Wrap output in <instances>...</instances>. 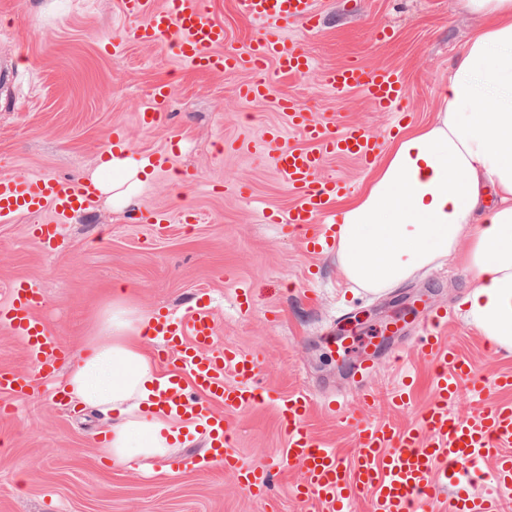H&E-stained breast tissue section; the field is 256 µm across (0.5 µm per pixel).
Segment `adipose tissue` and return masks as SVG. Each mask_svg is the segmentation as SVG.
Masks as SVG:
<instances>
[{
  "instance_id": "1",
  "label": "adipose tissue",
  "mask_w": 512,
  "mask_h": 512,
  "mask_svg": "<svg viewBox=\"0 0 512 512\" xmlns=\"http://www.w3.org/2000/svg\"><path fill=\"white\" fill-rule=\"evenodd\" d=\"M482 24L448 71L435 118L406 128L371 181L338 215L336 262L360 288L382 292L459 256L470 276L472 324L497 350L512 352V0H460ZM150 314L114 300L70 366V396L115 413L101 453L148 459L180 447L192 419L166 411L169 386L143 344Z\"/></svg>"
}]
</instances>
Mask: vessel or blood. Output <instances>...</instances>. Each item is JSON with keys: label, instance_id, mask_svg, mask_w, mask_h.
I'll return each instance as SVG.
<instances>
[{"label": "vessel or blood", "instance_id": "b4317fda", "mask_svg": "<svg viewBox=\"0 0 512 512\" xmlns=\"http://www.w3.org/2000/svg\"><path fill=\"white\" fill-rule=\"evenodd\" d=\"M124 13L135 23L123 29L124 43L172 42L177 56L194 70L221 73L247 68L253 81L243 85V97L260 101L272 93L265 75L268 63L280 74L303 76L314 67L312 57L288 37L289 23L302 22L309 33L319 32L322 17L314 0H234L238 15L263 26L261 34L240 49L226 53L224 25L207 9L203 0H122ZM325 87L336 96L363 93L378 110L399 109L400 119H409L402 103L407 86L392 69H371L350 61L322 73ZM166 85H157L153 101L140 120L152 127L163 119L161 103L168 96ZM278 107L289 128L300 131L303 143L291 146L281 134L270 135L267 148L280 181L292 202L272 221L301 231L309 252L321 254L335 245L336 227L329 218L337 199L350 186L339 177L323 173L327 158L345 156L370 166L383 147L380 137L362 127L337 119L324 120L304 112L291 98H279ZM92 186L79 179L50 175L27 183L0 178V222L20 213L50 209L53 220L40 225L37 237L43 244L56 241L62 224L78 211L94 207ZM41 289L34 283L14 288L0 327L19 337L40 375L51 376L66 350L57 335L40 318ZM452 315L432 311L423 321L417 340V355L433 369L427 405L417 411L408 426L393 420L366 421L355 418L344 398L327 397L321 404L337 423L352 431L355 447L342 457L320 439L308 424L314 396L299 389L278 399L275 408L287 438V455L297 463L302 480L294 493L303 504L321 512H354L357 501L368 504V512H430L434 499H441V512H502L505 492L512 490V404L476 405L466 415L455 411L462 385L473 369L455 350L442 343ZM146 333L158 344L159 362H173L172 386L163 404L177 414L205 421L210 436L203 468L220 466L252 497L272 499L277 468L245 463L232 447L228 418L267 402L256 382L257 360L233 345L216 346V324L212 308L196 303L188 314L153 318ZM375 370L372 359L357 368V396L374 406L377 394L365 381ZM35 389L31 379L0 367V393L11 402L0 406V416L11 415L15 399ZM416 383L404 378L390 393V405L408 410L414 403ZM488 484L480 493L477 482Z\"/></svg>", "mask_w": 512, "mask_h": 512}]
</instances>
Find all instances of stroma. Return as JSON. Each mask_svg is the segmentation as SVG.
I'll use <instances>...</instances> for the list:
<instances>
[{
	"label": "stroma",
	"instance_id": "stroma-1",
	"mask_svg": "<svg viewBox=\"0 0 512 512\" xmlns=\"http://www.w3.org/2000/svg\"><path fill=\"white\" fill-rule=\"evenodd\" d=\"M315 2L323 18L319 33L298 22L287 28L314 69L289 78L268 67L274 98L248 101L238 89L251 72L199 74L166 42L113 50L127 24L122 0H0V49L13 60V77L0 87V177L92 178L116 128L126 137L125 157L138 163L163 155L170 162L122 201L106 193L93 209L75 214L62 225L54 253L36 237L50 211L0 222V306L19 283L37 282L44 297L40 314L72 361L117 296L151 314L185 312L202 296L215 314L217 344L253 354L271 396L300 388L341 391L355 415L391 416L404 425L413 413L388 404L396 376L415 375L418 407L428 400L432 377L417 356V324L379 341L373 355L381 367L373 381L379 402L370 409L352 394L356 352L337 358L334 341L366 339L385 322L445 307L455 313L445 339L474 366L458 412L470 411L476 383L488 387L485 403L512 402V391L489 388L495 373L512 372V356L497 352L469 322L463 299L470 277L457 259L372 295L344 278L335 253L311 254L288 225L260 218L261 211L283 210L291 201L263 144L266 133L279 128L288 144L302 143L288 130L279 97L381 136L399 130L395 113L376 111L357 92L336 97L322 84L323 69L356 60L399 71L413 124L430 122L448 70L478 24L458 10L457 0ZM206 4L224 24L225 48L257 34L233 0ZM161 83L170 87L165 119L142 125L139 114ZM186 208L195 222L182 223ZM160 214L168 223H156ZM245 286L253 298L247 316L238 305ZM67 376L60 368L32 396L15 400L11 416L0 418V512H304L293 492L300 470L288 462L273 405L230 418L233 448L245 462L281 468L276 499L269 502L247 495L219 467L168 470L169 462L204 453L203 436L146 467L102 459L99 443L112 417L74 402L55 403L52 388Z\"/></svg>",
	"mask_w": 512,
	"mask_h": 512
}]
</instances>
